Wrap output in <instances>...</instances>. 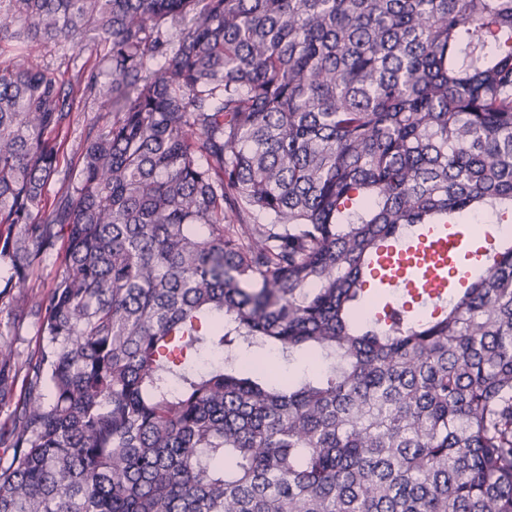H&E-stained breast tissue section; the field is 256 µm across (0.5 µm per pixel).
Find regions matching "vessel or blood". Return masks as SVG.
Here are the masks:
<instances>
[{"instance_id": "vessel-or-blood-1", "label": "vessel or blood", "mask_w": 512, "mask_h": 512, "mask_svg": "<svg viewBox=\"0 0 512 512\" xmlns=\"http://www.w3.org/2000/svg\"><path fill=\"white\" fill-rule=\"evenodd\" d=\"M474 246L466 232L446 224H430L385 247L373 274L400 295L438 304L449 296L451 277H464L465 271L456 261Z\"/></svg>"}]
</instances>
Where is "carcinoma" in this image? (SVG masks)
<instances>
[{"mask_svg":"<svg viewBox=\"0 0 512 512\" xmlns=\"http://www.w3.org/2000/svg\"><path fill=\"white\" fill-rule=\"evenodd\" d=\"M88 41L112 119L48 206L76 95L26 50ZM6 53L0 512H512V240L436 316L358 305L388 238L512 224V0H0ZM64 249L65 240H59L54 254L34 270L30 282L32 288L29 289V294L40 295L51 289L50 287L60 272V261L57 259V252L62 254ZM14 342L21 360L35 355L39 348L38 320L34 315L14 317L0 301V339Z\"/></svg>","mask_w":512,"mask_h":512,"instance_id":"cac0c4a2","label":"carcinoma"}]
</instances>
